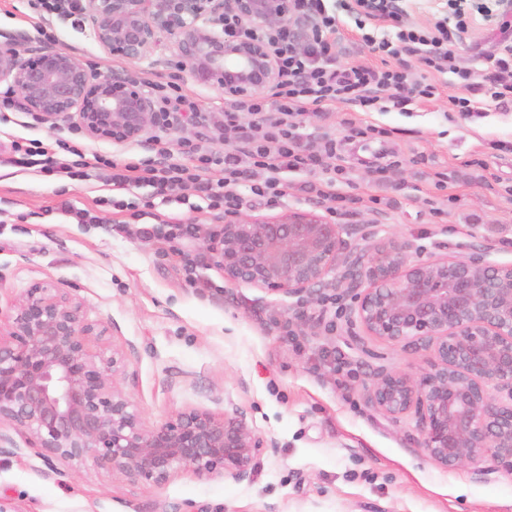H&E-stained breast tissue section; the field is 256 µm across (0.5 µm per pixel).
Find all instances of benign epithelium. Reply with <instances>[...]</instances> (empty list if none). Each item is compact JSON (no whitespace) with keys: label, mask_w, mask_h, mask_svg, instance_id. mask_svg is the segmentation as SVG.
<instances>
[{"label":"benign epithelium","mask_w":512,"mask_h":512,"mask_svg":"<svg viewBox=\"0 0 512 512\" xmlns=\"http://www.w3.org/2000/svg\"><path fill=\"white\" fill-rule=\"evenodd\" d=\"M73 12L101 49L140 60L171 41L181 69L233 96L279 78L272 46L224 36V21L257 28L293 26V0H72ZM23 36L0 33V83L18 91L20 107L43 123L70 122L93 140L140 141L159 122L156 102L131 72L103 75L51 44L21 49ZM346 228L312 212L274 221L227 220L205 233L210 262L224 278L290 299L293 336L336 322L308 314L349 296L354 332L432 350L413 376L381 365L366 403L398 419L417 418L420 445L444 468L483 458L512 474V266L479 253L467 260H408L410 244L388 239L343 254ZM106 330L88 321L80 301L36 284L0 312V450L10 431L50 470L55 462L87 464L130 483L161 486L183 470L199 478L250 477L268 444L239 416L205 410L178 413L146 428L120 385L125 355L89 347Z\"/></svg>","instance_id":"obj_1"}]
</instances>
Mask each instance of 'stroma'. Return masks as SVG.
Returning <instances> with one entry per match:
<instances>
[{
    "label": "stroma",
    "mask_w": 512,
    "mask_h": 512,
    "mask_svg": "<svg viewBox=\"0 0 512 512\" xmlns=\"http://www.w3.org/2000/svg\"><path fill=\"white\" fill-rule=\"evenodd\" d=\"M44 30L92 70L136 74L145 92L179 83L198 99L205 119L163 134L174 141L200 133L223 151L224 93L179 70L171 54L133 62L113 57L76 17L34 12L28 0H0V33H23L36 46ZM367 31L395 35L391 23L375 20L362 31L341 15L339 61L392 65L365 45ZM510 44L512 12L503 24L478 17L455 49L457 66L472 73L470 90L452 73L418 65L414 78L435 84L438 95L408 111L308 110L302 132L336 138L343 169L336 191L349 204L332 214L326 202L294 191L273 206L250 202L240 218L313 211L351 228L347 241L355 251L396 239L410 242L414 262L442 254L465 260L486 248L492 261L512 265V101L496 104L484 95L494 57ZM463 94L473 102L472 115L451 103ZM367 126L377 134L351 137L352 129ZM148 134L147 144L94 141L16 106L0 112V152L15 139H63L117 160L131 152L151 159L160 133L153 127ZM111 196L98 175L74 183L0 165V307L36 284L66 289L82 300L87 319L105 328V344L125 353L121 385L145 427L208 410L242 417L270 447L241 482L184 471L162 486L132 485L89 466L49 470L17 432L15 451L0 454V496L19 512H186L190 504L197 512H512V475L487 459L440 467L420 447L414 417L395 420L367 405L365 386L378 365L416 375L427 367L426 352L370 336L357 349L342 331L345 300L309 309L336 322L335 333L286 335L287 297L230 283L210 263L202 234L218 230L222 209L203 196L158 198L133 217L112 210ZM73 208L88 210L94 222L77 223ZM164 222L203 231L169 241L154 232Z\"/></svg>",
    "instance_id": "1"
}]
</instances>
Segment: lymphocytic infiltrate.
I'll return each mask as SVG.
<instances>
[{
    "label": "lymphocytic infiltrate",
    "mask_w": 512,
    "mask_h": 512,
    "mask_svg": "<svg viewBox=\"0 0 512 512\" xmlns=\"http://www.w3.org/2000/svg\"><path fill=\"white\" fill-rule=\"evenodd\" d=\"M355 18L384 20L399 24L394 38L366 37L374 50L397 58L395 67L376 70L363 65H345L338 61L334 34L335 14L329 13L324 0H295L294 10L301 16L314 15L317 26L304 42H294L286 27L274 34V52L279 81L272 97L249 95L229 99L224 110V126L236 135L235 145L223 153L213 152L195 137L179 140L170 149L165 138H158L157 160L127 158L117 162L103 155H86L67 141H57L64 158H57L38 139L11 141L7 164L21 171L39 169L48 177L85 180L91 171L104 173L107 182L119 193L112 199L113 209L135 210L150 206L152 197L179 196L192 190L203 194L225 213H238L245 196L266 203H278L288 197V176L307 174L302 191L316 199L339 201L336 191V140L330 136L311 139L300 130L298 117L307 108L356 103L362 108H404L413 100H429L436 93L434 84L411 77L412 62H419L439 73L456 74L463 88H470L472 73L457 67L455 43L468 28L464 9L452 8L449 15L433 26L400 25L401 15L392 0H354ZM157 100L163 111L161 124L180 125L199 117L198 102L183 88L170 82L157 88ZM223 176H209L213 168ZM149 186L151 197L125 198V191Z\"/></svg>",
    "instance_id": "1"
}]
</instances>
